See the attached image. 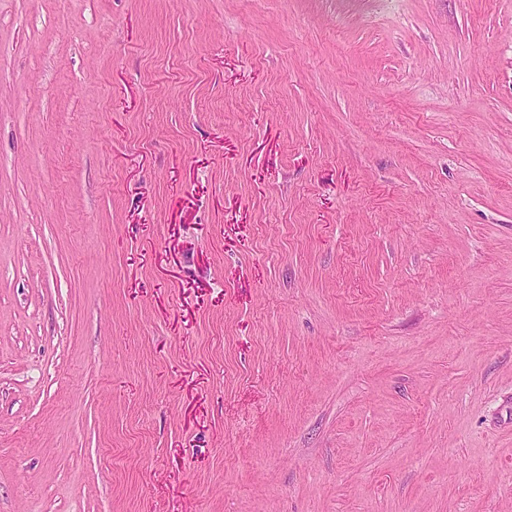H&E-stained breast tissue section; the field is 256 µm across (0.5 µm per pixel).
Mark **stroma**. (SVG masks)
<instances>
[{
  "instance_id": "1",
  "label": "stroma",
  "mask_w": 512,
  "mask_h": 512,
  "mask_svg": "<svg viewBox=\"0 0 512 512\" xmlns=\"http://www.w3.org/2000/svg\"><path fill=\"white\" fill-rule=\"evenodd\" d=\"M0 512H512V0H0Z\"/></svg>"
}]
</instances>
